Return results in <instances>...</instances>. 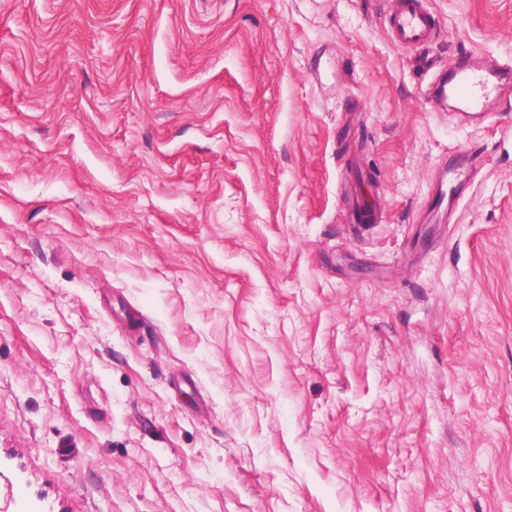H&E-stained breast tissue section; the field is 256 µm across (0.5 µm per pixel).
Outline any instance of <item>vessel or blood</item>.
Segmentation results:
<instances>
[{"mask_svg":"<svg viewBox=\"0 0 512 512\" xmlns=\"http://www.w3.org/2000/svg\"><path fill=\"white\" fill-rule=\"evenodd\" d=\"M385 26L392 43L400 48L420 51L435 42L442 33L441 23L429 6V0H388ZM512 86V64L504 62L492 68L478 64L476 55L459 56L451 70L433 72L426 87L430 101L447 106L449 98L461 100L466 110L483 112L486 102ZM385 212L380 205L358 202L351 216L355 224H379Z\"/></svg>","mask_w":512,"mask_h":512,"instance_id":"b4317fda","label":"vessel or blood"}]
</instances>
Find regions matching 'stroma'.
Masks as SVG:
<instances>
[{
  "mask_svg": "<svg viewBox=\"0 0 512 512\" xmlns=\"http://www.w3.org/2000/svg\"><path fill=\"white\" fill-rule=\"evenodd\" d=\"M385 11L0 0V512H512V88L435 111ZM385 211L380 205L358 202L356 210L352 213V224H381Z\"/></svg>",
  "mask_w": 512,
  "mask_h": 512,
  "instance_id": "1",
  "label": "stroma"
}]
</instances>
